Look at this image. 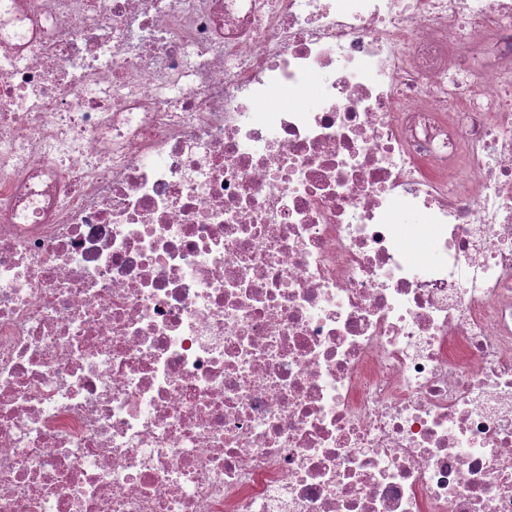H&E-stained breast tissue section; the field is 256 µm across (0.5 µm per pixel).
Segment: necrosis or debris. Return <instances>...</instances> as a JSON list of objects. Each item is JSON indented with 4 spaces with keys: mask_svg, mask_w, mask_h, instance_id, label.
I'll list each match as a JSON object with an SVG mask.
<instances>
[{
    "mask_svg": "<svg viewBox=\"0 0 512 512\" xmlns=\"http://www.w3.org/2000/svg\"><path fill=\"white\" fill-rule=\"evenodd\" d=\"M1 39L0 512H512V0Z\"/></svg>",
    "mask_w": 512,
    "mask_h": 512,
    "instance_id": "4bbe7bcc",
    "label": "necrosis or debris"
}]
</instances>
